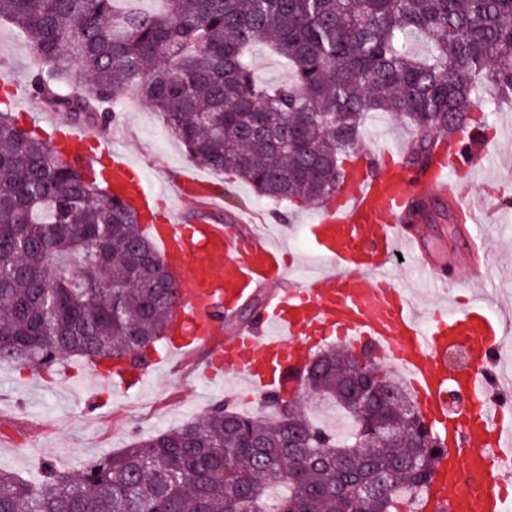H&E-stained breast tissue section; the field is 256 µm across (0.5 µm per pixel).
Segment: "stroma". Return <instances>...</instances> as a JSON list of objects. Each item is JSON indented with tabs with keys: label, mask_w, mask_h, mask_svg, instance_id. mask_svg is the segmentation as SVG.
<instances>
[{
	"label": "stroma",
	"mask_w": 512,
	"mask_h": 512,
	"mask_svg": "<svg viewBox=\"0 0 512 512\" xmlns=\"http://www.w3.org/2000/svg\"><path fill=\"white\" fill-rule=\"evenodd\" d=\"M31 63L24 36L13 24L0 21V75L25 81ZM115 113L107 129H96L100 142L123 146L154 179H172L191 167V159L150 102L130 93ZM412 136L403 121L377 113L362 130L359 150L402 153ZM487 136L489 144L470 180L457 189L458 196L482 201L479 217L461 221L453 207L433 214L416 230L437 260L434 274L402 265L393 270L395 283L431 310L461 307L479 290L512 303V207L506 205L512 198V107L494 111ZM208 176L224 188L218 220L228 223L243 216L253 225L277 227L279 240L287 246L289 277L310 264L313 245L305 225L316 216V207L258 197L248 184L222 172L212 170ZM472 238L480 239L483 247L484 283L479 289L471 287L467 275V242ZM208 361V353L199 351L178 357L155 370L138 392L100 389L94 367L85 361L68 360L38 372L0 366V468L33 479L49 460L62 471L74 472L90 458L201 416L218 399L243 414L263 412L262 402L249 398L238 378L204 383Z\"/></svg>",
	"instance_id": "obj_1"
}]
</instances>
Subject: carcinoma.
Instances as JSON below:
<instances>
[{
	"label": "carcinoma",
	"instance_id": "carcinoma-1",
	"mask_svg": "<svg viewBox=\"0 0 512 512\" xmlns=\"http://www.w3.org/2000/svg\"><path fill=\"white\" fill-rule=\"evenodd\" d=\"M132 2L0 0L33 55L30 90L104 128L108 105L132 90L191 159L261 197L335 196L373 112L413 128L408 163L425 175L439 143L489 124L474 112L482 90L512 102V0H164L159 12ZM419 35L423 56L407 47ZM258 41L291 63L290 82L256 76ZM175 298L136 212L0 110V365L141 363L166 338ZM261 307L257 296L238 321ZM299 389L258 415L216 400L74 475L48 463L28 483L0 470V512L424 510L445 443L370 352L324 351ZM302 394L335 408L349 435L314 424Z\"/></svg>",
	"mask_w": 512,
	"mask_h": 512
}]
</instances>
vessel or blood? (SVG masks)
I'll use <instances>...</instances> for the list:
<instances>
[{
  "mask_svg": "<svg viewBox=\"0 0 512 512\" xmlns=\"http://www.w3.org/2000/svg\"><path fill=\"white\" fill-rule=\"evenodd\" d=\"M48 138L77 163L91 161L78 150L89 131L51 124ZM102 174L113 195L134 208L166 264L180 271L173 310L178 339L173 349L206 350L211 374L240 378L253 397L287 393L314 349L336 337L350 349L370 347L406 381L419 415L437 424L448 448L428 496L449 512H512V405L499 394L512 392L494 369L499 352L492 337L512 323L487 313L484 302L421 315L408 293L392 280L397 260L427 269L431 258L421 237L406 228L415 202H445L454 185L448 172H409L385 155L352 165L331 206L307 229L321 260L319 269L284 285L283 251L264 231L228 232L215 222L220 193L211 180L188 169L171 182L152 180L123 151L107 147ZM200 203L203 217L189 222L156 211L162 197ZM269 289L258 329L224 337V317L251 286ZM465 347L472 368L449 364L448 351ZM146 367L117 366L109 384L140 385ZM476 396V415L448 414V388Z\"/></svg>",
  "mask_w": 512,
  "mask_h": 512,
  "instance_id": "obj_1",
  "label": "vessel or blood"
}]
</instances>
